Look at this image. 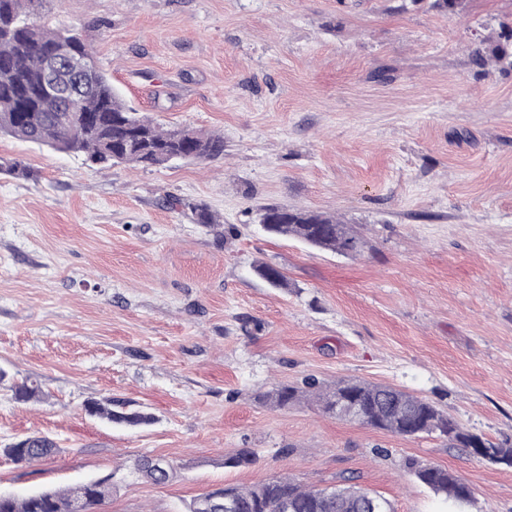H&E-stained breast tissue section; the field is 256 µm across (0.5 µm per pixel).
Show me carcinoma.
Returning a JSON list of instances; mask_svg holds the SVG:
<instances>
[{"label":"carcinoma","instance_id":"cac0c4a2","mask_svg":"<svg viewBox=\"0 0 512 512\" xmlns=\"http://www.w3.org/2000/svg\"><path fill=\"white\" fill-rule=\"evenodd\" d=\"M33 0H0V133L16 139L51 146L60 152L80 153L94 165L109 168L117 164L160 167L174 159L211 160L224 155V138L203 134L188 127L164 128L139 115L112 88L101 68L70 79L80 94V110H70L68 99L45 92L44 56L60 58L74 51L94 58L80 38L66 35L28 18ZM512 36V28L501 31L488 47V55L478 54L476 62L485 66L512 67V53L501 40ZM262 216L264 230L274 236L302 240L336 253L356 255L364 242L333 215L317 211L269 206ZM276 408L303 401L314 403L323 414L337 417L342 404L358 409L357 422L396 436L415 437L437 433L456 447L471 450L480 436L463 428L432 402L389 386L338 381L325 384L314 377L302 385L282 384L264 395ZM87 411L109 421L141 424L147 417L120 414L112 401L91 402ZM493 453L482 459L512 467V447L492 446ZM58 451L48 436H29L23 448L5 447L0 452L16 463H32ZM256 461V453L241 448L224 456V466L238 468ZM410 472L434 494L443 495L458 506L468 504L473 490L459 474L446 468L408 462ZM136 470L156 484L167 482L173 466L160 459L140 457ZM111 484L96 480L64 489L45 490L0 503V512H72V503L83 491L84 512H97L109 495ZM370 491L342 477L325 487L307 486L291 477H273L259 485H225L211 489L189 506V512H226L224 503L235 505L233 512H367Z\"/></svg>","mask_w":512,"mask_h":512}]
</instances>
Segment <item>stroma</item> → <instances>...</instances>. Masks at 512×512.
<instances>
[{"label": "stroma", "instance_id": "35a3bbf8", "mask_svg": "<svg viewBox=\"0 0 512 512\" xmlns=\"http://www.w3.org/2000/svg\"><path fill=\"white\" fill-rule=\"evenodd\" d=\"M431 3L36 0L31 19L79 32L129 106L223 135L224 154L99 168L0 135V446L58 445L0 456L1 492L108 478L99 512H188L225 484L352 476L394 512H448L415 459L464 477L469 512H512V468L260 400L308 377L389 385L512 445V69L474 61L512 0ZM271 205L335 215L366 246L269 236ZM28 378L42 395L18 401L9 386ZM106 400L154 421L88 413ZM240 448L256 463L225 467ZM143 455L173 463L166 483L135 472ZM28 444L23 448H0L3 454H6L16 463H32L48 458L58 451L57 443L48 436H28Z\"/></svg>", "mask_w": 512, "mask_h": 512}]
</instances>
